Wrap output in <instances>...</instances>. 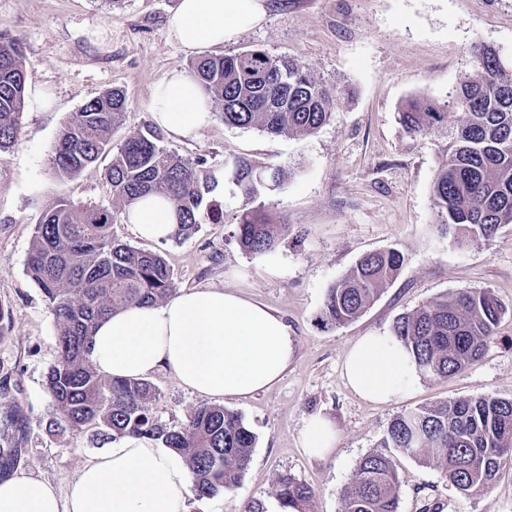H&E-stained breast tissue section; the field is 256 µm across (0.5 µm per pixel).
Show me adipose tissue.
Masks as SVG:
<instances>
[{
    "instance_id": "1",
    "label": "adipose tissue",
    "mask_w": 512,
    "mask_h": 512,
    "mask_svg": "<svg viewBox=\"0 0 512 512\" xmlns=\"http://www.w3.org/2000/svg\"><path fill=\"white\" fill-rule=\"evenodd\" d=\"M264 0H180L168 22L186 52L218 46L265 17ZM210 102L192 75L172 71L153 91V120L180 137L209 122ZM127 223L162 241L176 222L161 196L129 207ZM294 354L287 321L262 303L221 288L180 292L162 305L128 307L101 323L91 358L107 377L143 379L170 370L185 388L206 397L246 398L277 384ZM343 373L363 399L403 398L417 379L405 348L390 333H369L348 349ZM185 467L155 441L126 436L88 460L59 491L17 471L0 480V512H187Z\"/></svg>"
}]
</instances>
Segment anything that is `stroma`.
<instances>
[{
    "label": "stroma",
    "instance_id": "obj_1",
    "mask_svg": "<svg viewBox=\"0 0 512 512\" xmlns=\"http://www.w3.org/2000/svg\"><path fill=\"white\" fill-rule=\"evenodd\" d=\"M179 0H0V35L27 49L26 108L15 146L0 151V433L4 416L20 412L22 470L66 489L82 464L107 448L90 433L46 430L51 398L45 375L56 363L54 320L26 273L34 226L42 210L65 198L115 208L105 171L112 151L152 124L154 87L192 59L170 35ZM256 27L217 46L220 54L262 49L299 61L335 98L316 133L272 136L225 126L212 116L194 138L162 134L161 144L211 169L245 158L283 173L263 194L272 223L287 225L272 251L276 271L244 252L235 217L244 199L232 182L218 188L224 221L205 223L182 243L139 238L116 221L120 242L164 256L178 288H229L261 302L288 321L295 350L281 379L245 399L225 398L255 437L240 487L210 498L189 497L188 512H241L253 499L278 512L269 491L291 474L315 492L317 512H341L342 491L359 461L376 451L393 417L439 401L512 398V224L489 242L457 247L437 230L432 207L435 172L448 152L446 130L406 133L399 110L407 101L442 103L471 69L474 46L496 51L512 70V0H265ZM123 89L125 119L111 134L110 151L75 178L59 177L51 150L60 125L103 92ZM394 248L405 263L356 320L322 322L327 289L371 251ZM486 289L505 313L481 359L445 380L418 378L404 398L362 399L342 375L346 352L370 332L388 333L395 319L444 294ZM160 397L152 405L164 424L185 423L208 402L165 369L149 377ZM336 426V449L309 458L302 446L308 419ZM400 512H512V460L492 488L464 496L442 471L400 453Z\"/></svg>",
    "mask_w": 512,
    "mask_h": 512
}]
</instances>
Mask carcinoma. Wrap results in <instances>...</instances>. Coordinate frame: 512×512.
Here are the masks:
<instances>
[{
    "label": "carcinoma",
    "instance_id": "obj_1",
    "mask_svg": "<svg viewBox=\"0 0 512 512\" xmlns=\"http://www.w3.org/2000/svg\"><path fill=\"white\" fill-rule=\"evenodd\" d=\"M23 46L0 35V150L18 142L26 107ZM475 74L465 75L448 101L409 102L400 122L410 134L450 129L448 155L435 172L433 207L441 230L459 247L492 240L512 224V75L488 47L472 55ZM204 93L221 107L224 125L274 136L310 135L329 119L332 93L288 58L256 49L234 55H204L189 64ZM128 103L121 89L83 105L61 125L52 163L73 178L94 164L123 120ZM152 128L130 135L112 158L106 176L124 207L150 193L167 196L178 222L171 238L192 237L201 224L224 222L214 197L224 171L205 160L185 159L160 145ZM232 182L256 200L281 182L249 161L233 164ZM115 217L107 207L58 200L34 227L26 262L55 319L58 360L46 375L52 402L48 430L91 431L94 437H146L179 455L194 477L199 498L235 490L251 460L255 437L242 418L224 407L203 406L184 424L170 427L153 414L155 387L145 379L107 378L91 357L99 321L130 305H151L175 294L164 258L112 238ZM265 204L237 217L242 250L266 254L276 228ZM404 263L395 250L363 255L348 276L328 289L322 319L344 324L360 316L381 285ZM503 307L488 290L443 295L396 319L392 333L411 354L417 371L447 379L465 372L497 334ZM441 469L464 495L488 490L501 461L512 459V399L478 397L439 402L395 416L380 444ZM25 449L19 439L0 443V476L15 468ZM402 479L391 455L372 452L355 468L342 493L343 512H399ZM280 512H314L313 490L292 475L278 477L270 492Z\"/></svg>",
    "mask_w": 512,
    "mask_h": 512
}]
</instances>
